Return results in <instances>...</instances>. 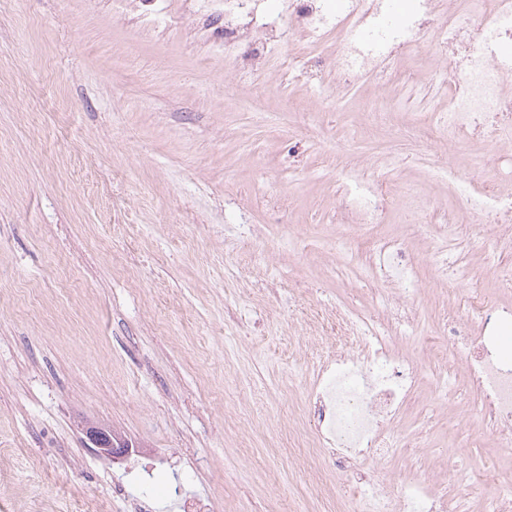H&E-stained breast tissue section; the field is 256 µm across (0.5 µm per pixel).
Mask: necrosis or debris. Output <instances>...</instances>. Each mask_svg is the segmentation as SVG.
<instances>
[{"mask_svg":"<svg viewBox=\"0 0 512 512\" xmlns=\"http://www.w3.org/2000/svg\"><path fill=\"white\" fill-rule=\"evenodd\" d=\"M447 9L427 7L420 23L433 48L427 65L424 113L418 121L445 129L448 153L439 163L448 180L460 178L462 145L491 140L512 147V59L496 48L512 43V0H444ZM377 0H350L347 12L329 20L322 0H288L286 11H267L261 0H192L188 23L205 19L225 50L248 60L264 58L270 44L284 40L293 56L333 72L337 93L361 73L376 75L379 90L396 79L388 68L402 50L394 25L372 26ZM483 223L495 229L494 251L512 253V165L469 198ZM385 284L384 308L397 324L416 319L410 297L417 287L414 259L398 240L383 242L369 266ZM472 316L448 324V346L462 352L466 376L480 395L489 423L504 448L512 447V361L499 353L501 327L512 310L489 312L481 298ZM344 337L317 376L309 406L316 438L329 468L351 475L363 487L353 512H448V502L403 470L391 483L374 477L395 453L397 427L421 378V366L401 354L391 338L377 335L360 315L342 316ZM401 487L391 493L390 484Z\"/></svg>","mask_w":512,"mask_h":512,"instance_id":"obj_1","label":"necrosis or debris"}]
</instances>
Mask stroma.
I'll use <instances>...</instances> for the list:
<instances>
[{
	"instance_id": "stroma-1",
	"label": "stroma",
	"mask_w": 512,
	"mask_h": 512,
	"mask_svg": "<svg viewBox=\"0 0 512 512\" xmlns=\"http://www.w3.org/2000/svg\"><path fill=\"white\" fill-rule=\"evenodd\" d=\"M112 2L0 0V512L87 498L126 512L141 493L153 512H180L182 491L223 512L276 499L326 512L315 474L330 496H356L322 469L308 419L313 365L333 342L321 313L338 304L422 366L393 467L450 501L457 468L472 490L461 512H488L512 490V449L480 427L464 381L447 404L435 379L462 362L448 323L470 297L512 303L499 286L512 255L487 260L489 228L463 187L415 157L440 155L441 135L403 109L375 122L362 110L371 82L337 95L332 73L306 81L284 43L239 75L203 29L178 24L185 0ZM363 155L384 163L358 170ZM352 168L386 190V223H338L336 172ZM452 219L472 280L420 265L417 319L397 331L364 261L395 236L422 257ZM91 426L131 452L101 456Z\"/></svg>"
}]
</instances>
